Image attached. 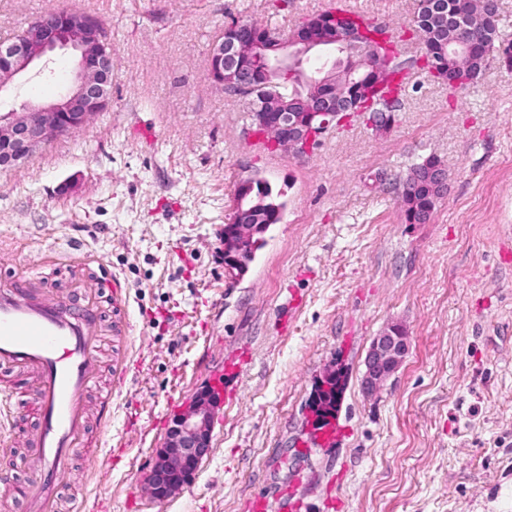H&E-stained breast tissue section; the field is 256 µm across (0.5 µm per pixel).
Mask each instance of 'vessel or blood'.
Instances as JSON below:
<instances>
[{"label": "vessel or blood", "instance_id": "vessel-or-blood-1", "mask_svg": "<svg viewBox=\"0 0 512 512\" xmlns=\"http://www.w3.org/2000/svg\"><path fill=\"white\" fill-rule=\"evenodd\" d=\"M98 344L96 309L77 314L42 292L21 295L15 285H0V369L31 382L41 416L35 455L26 462L33 475L28 512H56L59 483L85 430Z\"/></svg>", "mask_w": 512, "mask_h": 512}]
</instances>
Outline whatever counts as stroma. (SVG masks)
<instances>
[{"label": "stroma", "mask_w": 512, "mask_h": 512, "mask_svg": "<svg viewBox=\"0 0 512 512\" xmlns=\"http://www.w3.org/2000/svg\"><path fill=\"white\" fill-rule=\"evenodd\" d=\"M329 4L0 0V41L80 7L112 47L108 108L0 169V281L33 270L50 297L97 300L104 336L96 384L112 416L90 417L59 512H512V71L451 91L414 69L390 130L356 121L302 159L255 149L243 99L209 78L211 44L232 20L284 34ZM350 5L398 30L418 0ZM74 67L55 51L0 114L56 99ZM431 155L448 190L429 223H406L401 181ZM248 178L287 207L234 280L222 236ZM392 323L409 355L365 397L367 350ZM331 373L342 391L324 432L310 404ZM218 380L209 456L154 501L144 478L169 418ZM37 417L0 382V472L18 487Z\"/></svg>", "instance_id": "1"}]
</instances>
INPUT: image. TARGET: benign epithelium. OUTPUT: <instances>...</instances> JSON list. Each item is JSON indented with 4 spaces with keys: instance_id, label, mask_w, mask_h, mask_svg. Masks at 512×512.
Instances as JSON below:
<instances>
[{
    "instance_id": "benign-epithelium-1",
    "label": "benign epithelium",
    "mask_w": 512,
    "mask_h": 512,
    "mask_svg": "<svg viewBox=\"0 0 512 512\" xmlns=\"http://www.w3.org/2000/svg\"><path fill=\"white\" fill-rule=\"evenodd\" d=\"M477 20L491 28L499 17V0H479ZM473 21L460 14L448 16V77L442 79L437 67L429 75L450 87L467 83L475 74L472 59L480 53L466 36ZM258 25L233 21L209 51V76L212 83L230 89L244 99L254 132L268 138L273 149H285L295 157L310 154L313 139L322 138L352 117L377 129L389 127L393 115L388 112H365L364 103L353 93L336 95L331 78L338 66L331 62L318 76H305L300 59L336 45L355 42L357 31L343 15L316 13L299 22L289 33L266 31L264 39L275 42V52L263 53L255 35ZM69 50L76 67L69 87L55 100L31 105L21 111L0 116V169L15 167L43 146L86 126L106 109L112 96V50L104 27L97 16L79 11L48 13L44 20L27 26L9 43L0 41V93L30 68L41 63L56 50ZM247 58L252 68L244 69L240 61ZM274 84V80H304L315 87L312 94L300 95L288 102L289 111L260 95L253 75ZM433 198L442 197L448 188L447 170L442 164L426 165L413 173ZM269 206L262 193L235 205L231 222L224 225V269L237 274L244 265L243 256L264 222ZM410 347L402 328L392 325L374 337L367 351L361 389L367 395L379 392L386 381L404 363ZM217 397L208 388L197 392L170 421L162 448L156 453L145 485L157 501L175 496L198 471L211 450L214 411Z\"/></svg>"
}]
</instances>
